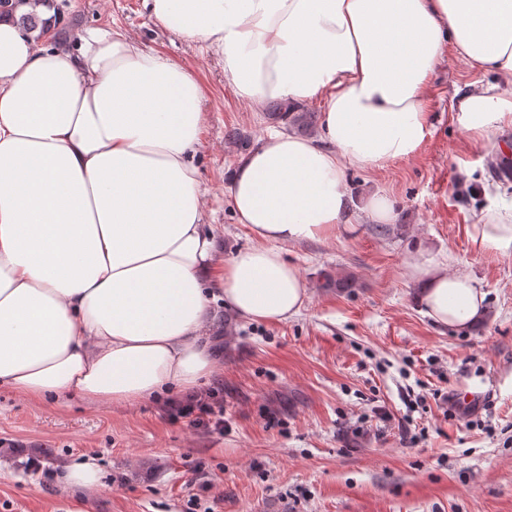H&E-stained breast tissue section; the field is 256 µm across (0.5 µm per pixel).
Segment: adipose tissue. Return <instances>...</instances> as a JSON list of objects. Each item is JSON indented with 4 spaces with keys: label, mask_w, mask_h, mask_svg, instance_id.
Here are the masks:
<instances>
[{
    "label": "adipose tissue",
    "mask_w": 512,
    "mask_h": 512,
    "mask_svg": "<svg viewBox=\"0 0 512 512\" xmlns=\"http://www.w3.org/2000/svg\"><path fill=\"white\" fill-rule=\"evenodd\" d=\"M165 29L213 53L239 99L320 103L321 135L266 134L228 172L252 243L225 257L204 222L192 158L205 116L194 72L121 32L69 48L0 20V390L125 405L219 373L210 300L283 322L309 295L288 244L377 224L394 203H356L346 169L412 158L430 134L425 101L446 45L491 71L453 101L479 140L512 127V0H147ZM473 254H512V211L469 225ZM438 325L486 314L470 274L426 252L406 265Z\"/></svg>",
    "instance_id": "obj_1"
}]
</instances>
